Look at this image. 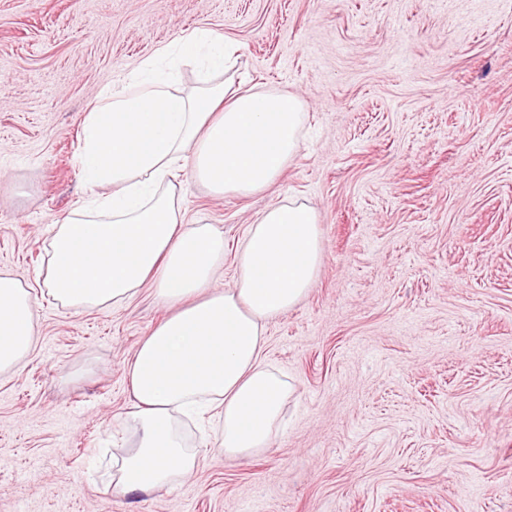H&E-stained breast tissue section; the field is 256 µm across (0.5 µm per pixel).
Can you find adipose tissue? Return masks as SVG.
Wrapping results in <instances>:
<instances>
[{
    "mask_svg": "<svg viewBox=\"0 0 512 512\" xmlns=\"http://www.w3.org/2000/svg\"><path fill=\"white\" fill-rule=\"evenodd\" d=\"M225 53L201 28L180 41L176 59L220 69ZM153 71L143 62L129 84L102 93L88 112L79 162L103 192L52 225L42 268L48 294L68 308L119 304L148 284L169 309L127 365L126 418L138 439L113 476L123 494L157 490L196 469L184 414H211L227 457L247 459L271 446L293 386L261 360L264 321L298 305L323 263L315 209L286 200L249 224L232 285L213 287L224 234L186 222L170 177L188 159L214 194L262 192L300 147L304 103L237 89L229 77L175 93ZM34 307L22 283L0 271V373L35 346Z\"/></svg>",
    "mask_w": 512,
    "mask_h": 512,
    "instance_id": "adipose-tissue-1",
    "label": "adipose tissue"
}]
</instances>
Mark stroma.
Here are the masks:
<instances>
[{"label": "stroma", "mask_w": 512, "mask_h": 512, "mask_svg": "<svg viewBox=\"0 0 512 512\" xmlns=\"http://www.w3.org/2000/svg\"><path fill=\"white\" fill-rule=\"evenodd\" d=\"M205 28L238 77L305 104L304 141L251 198L172 180L224 233L232 284L257 212L319 216L307 297L265 323L294 386L283 434L225 457L209 420L181 482L112 489L133 441L126 365L164 319L151 286L74 311L35 278L50 224L98 189L87 112ZM36 298L39 338L0 374V512H512V0H0V270Z\"/></svg>", "instance_id": "1"}]
</instances>
